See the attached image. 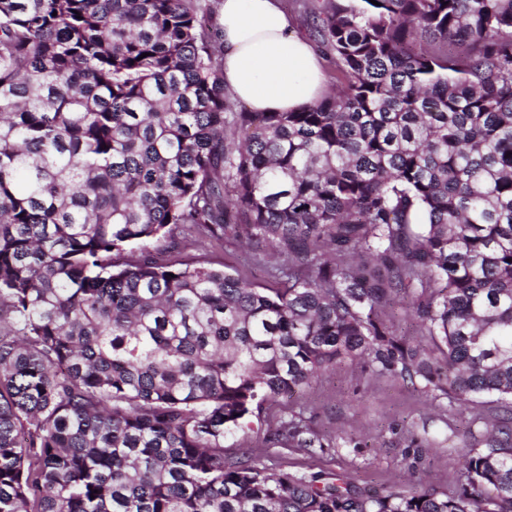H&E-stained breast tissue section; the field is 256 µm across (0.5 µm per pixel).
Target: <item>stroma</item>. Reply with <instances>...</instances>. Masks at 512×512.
<instances>
[{
	"label": "stroma",
	"mask_w": 512,
	"mask_h": 512,
	"mask_svg": "<svg viewBox=\"0 0 512 512\" xmlns=\"http://www.w3.org/2000/svg\"><path fill=\"white\" fill-rule=\"evenodd\" d=\"M212 255L255 283L270 282L265 264L235 239H226ZM278 402L302 413L321 447L274 445V422L254 416L244 429L226 434V459L248 450L272 471L340 473L358 488L382 493L452 490L468 453L483 450L488 424H512V410L492 399L467 405L449 403L444 395L431 399L400 380L364 377L348 361Z\"/></svg>",
	"instance_id": "35a3bbf8"
}]
</instances>
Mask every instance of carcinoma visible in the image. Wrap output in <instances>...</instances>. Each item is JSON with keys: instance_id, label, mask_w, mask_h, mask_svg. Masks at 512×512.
<instances>
[{"instance_id": "1", "label": "carcinoma", "mask_w": 512, "mask_h": 512, "mask_svg": "<svg viewBox=\"0 0 512 512\" xmlns=\"http://www.w3.org/2000/svg\"><path fill=\"white\" fill-rule=\"evenodd\" d=\"M209 7L0 0V512H512V428L449 492L224 458L344 360L512 401V0H322L295 112L233 109ZM229 229L273 286L150 252ZM410 298L399 296L389 308V317L397 333L415 341L424 339V330L410 314Z\"/></svg>"}]
</instances>
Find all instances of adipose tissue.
Wrapping results in <instances>:
<instances>
[{
    "label": "adipose tissue",
    "instance_id": "ef3b65f1",
    "mask_svg": "<svg viewBox=\"0 0 512 512\" xmlns=\"http://www.w3.org/2000/svg\"><path fill=\"white\" fill-rule=\"evenodd\" d=\"M224 85L254 112H293L324 93L323 58L278 0H223Z\"/></svg>",
    "mask_w": 512,
    "mask_h": 512
}]
</instances>
